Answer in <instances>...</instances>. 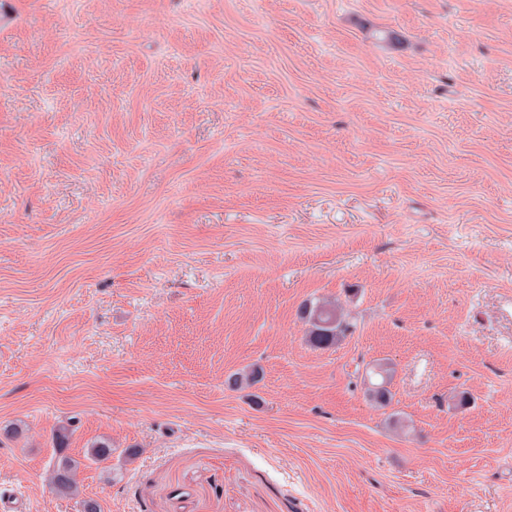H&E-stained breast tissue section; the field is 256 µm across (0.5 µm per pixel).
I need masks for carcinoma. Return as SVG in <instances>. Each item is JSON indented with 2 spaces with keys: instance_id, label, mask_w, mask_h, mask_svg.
I'll return each instance as SVG.
<instances>
[{
  "instance_id": "carcinoma-1",
  "label": "carcinoma",
  "mask_w": 512,
  "mask_h": 512,
  "mask_svg": "<svg viewBox=\"0 0 512 512\" xmlns=\"http://www.w3.org/2000/svg\"><path fill=\"white\" fill-rule=\"evenodd\" d=\"M299 319L304 323L307 341L315 348L326 349L352 332L354 323L350 311L336 299L319 297L306 301L299 309ZM371 373L381 378L379 383H369L370 398L379 405H386L391 399L390 369L382 363L371 368ZM112 457V443L101 441L87 452V459L104 462ZM79 463L71 458L58 459L49 473V482L54 491L66 497L80 496L77 482Z\"/></svg>"
}]
</instances>
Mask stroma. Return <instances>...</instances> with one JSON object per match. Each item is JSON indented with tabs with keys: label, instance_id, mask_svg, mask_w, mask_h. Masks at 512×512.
I'll use <instances>...</instances> for the list:
<instances>
[{
	"label": "stroma",
	"instance_id": "obj_1",
	"mask_svg": "<svg viewBox=\"0 0 512 512\" xmlns=\"http://www.w3.org/2000/svg\"><path fill=\"white\" fill-rule=\"evenodd\" d=\"M17 2L0 494L80 512L63 454L101 512H512V0ZM298 316L306 327L307 341L319 349L336 345L354 328L350 311L336 299L308 300L300 307ZM372 375H378L381 378V381L379 383H372L369 381V378L371 377L370 374L367 375L364 378V381L368 380V391L370 398L379 405H386L389 403L391 399V391L389 388H387L384 383L387 385L390 384V369L385 364L377 363L375 364L371 369ZM79 463L71 458H59L49 471V482L54 491L66 497H79L77 482Z\"/></svg>",
	"mask_w": 512,
	"mask_h": 512
}]
</instances>
